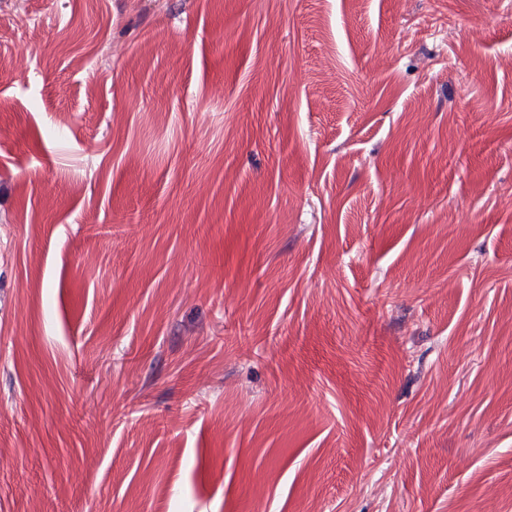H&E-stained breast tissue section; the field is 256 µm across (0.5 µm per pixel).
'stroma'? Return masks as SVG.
<instances>
[{
	"instance_id": "obj_1",
	"label": "stroma",
	"mask_w": 512,
	"mask_h": 512,
	"mask_svg": "<svg viewBox=\"0 0 512 512\" xmlns=\"http://www.w3.org/2000/svg\"><path fill=\"white\" fill-rule=\"evenodd\" d=\"M0 512H512V0H0Z\"/></svg>"
}]
</instances>
